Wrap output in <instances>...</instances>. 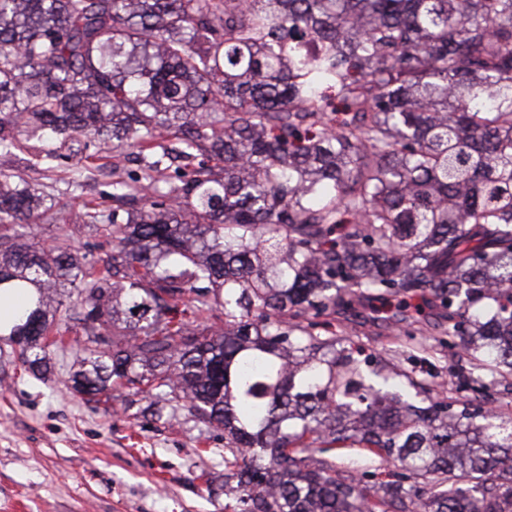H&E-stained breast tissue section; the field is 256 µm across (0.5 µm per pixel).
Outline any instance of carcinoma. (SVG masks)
I'll list each match as a JSON object with an SVG mask.
<instances>
[{
    "label": "carcinoma",
    "mask_w": 512,
    "mask_h": 512,
    "mask_svg": "<svg viewBox=\"0 0 512 512\" xmlns=\"http://www.w3.org/2000/svg\"><path fill=\"white\" fill-rule=\"evenodd\" d=\"M78 136L139 160L81 216L103 259L35 242L11 168ZM27 284V371L64 313L73 392L224 431L236 512H512V0H0V289ZM363 323L448 337L480 406L362 359ZM337 462L341 466L358 471L365 484L373 486L382 480H386V473L394 470L392 463L381 461L379 458H369L361 455L357 450H349Z\"/></svg>",
    "instance_id": "obj_1"
}]
</instances>
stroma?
<instances>
[{
  "mask_svg": "<svg viewBox=\"0 0 512 512\" xmlns=\"http://www.w3.org/2000/svg\"><path fill=\"white\" fill-rule=\"evenodd\" d=\"M81 184L67 172L45 176L28 168L57 217L74 221L87 209H112L111 175ZM398 329L358 340L371 354H391L403 370L454 382L467 361L448 354L437 337L435 355L400 348ZM48 380L25 371L13 346L0 339V512H225L223 493H211L207 474L224 471V434L199 436L183 418L127 416L72 394L71 352L53 351Z\"/></svg>",
  "mask_w": 512,
  "mask_h": 512,
  "instance_id": "1",
  "label": "stroma"
}]
</instances>
